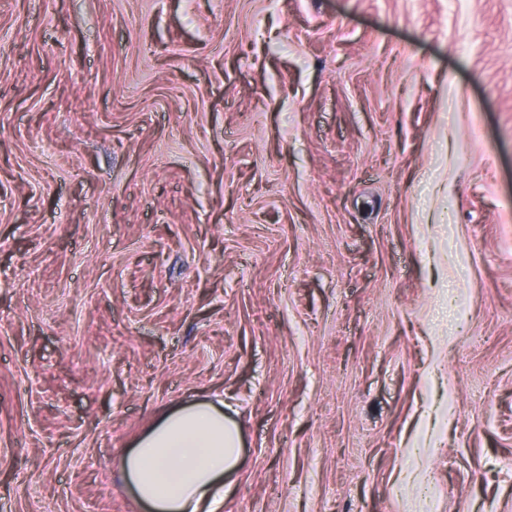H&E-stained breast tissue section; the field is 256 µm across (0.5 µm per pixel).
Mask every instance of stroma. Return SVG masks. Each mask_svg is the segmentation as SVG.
I'll use <instances>...</instances> for the list:
<instances>
[{"mask_svg": "<svg viewBox=\"0 0 512 512\" xmlns=\"http://www.w3.org/2000/svg\"><path fill=\"white\" fill-rule=\"evenodd\" d=\"M217 399L218 512H512V0H0V512Z\"/></svg>", "mask_w": 512, "mask_h": 512, "instance_id": "obj_1", "label": "stroma"}]
</instances>
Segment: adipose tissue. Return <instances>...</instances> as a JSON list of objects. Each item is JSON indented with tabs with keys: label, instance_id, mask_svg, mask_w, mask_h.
I'll use <instances>...</instances> for the list:
<instances>
[{
	"label": "adipose tissue",
	"instance_id": "ef3b65f1",
	"mask_svg": "<svg viewBox=\"0 0 512 512\" xmlns=\"http://www.w3.org/2000/svg\"><path fill=\"white\" fill-rule=\"evenodd\" d=\"M240 432L208 402L165 412L122 460L127 482L151 512H215L224 477L239 462Z\"/></svg>",
	"mask_w": 512,
	"mask_h": 512
}]
</instances>
